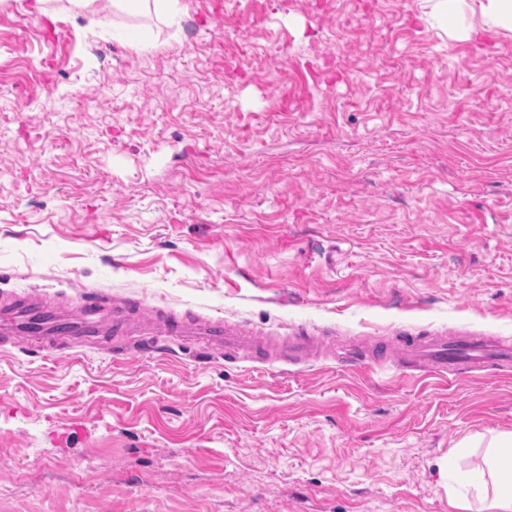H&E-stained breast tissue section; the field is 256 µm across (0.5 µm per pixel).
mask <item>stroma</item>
I'll list each match as a JSON object with an SVG mask.
<instances>
[{
	"label": "stroma",
	"mask_w": 512,
	"mask_h": 512,
	"mask_svg": "<svg viewBox=\"0 0 512 512\" xmlns=\"http://www.w3.org/2000/svg\"><path fill=\"white\" fill-rule=\"evenodd\" d=\"M429 0L0 6V301L512 341V35ZM0 341V512H462L512 374Z\"/></svg>",
	"instance_id": "stroma-1"
}]
</instances>
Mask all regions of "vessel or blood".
<instances>
[{"label":"vessel or blood","mask_w":512,"mask_h":512,"mask_svg":"<svg viewBox=\"0 0 512 512\" xmlns=\"http://www.w3.org/2000/svg\"><path fill=\"white\" fill-rule=\"evenodd\" d=\"M135 326L142 337L129 344L132 352L159 351L163 337L177 336L194 342L206 357L241 354L262 363L295 364L305 361L321 345L320 339L303 333L279 341L262 339L220 319L197 321L171 315L158 324L141 318L134 301L109 295L84 296L77 315L39 296L0 303V336L10 339L23 336L51 344L69 336L84 341L106 332L122 337ZM392 362L404 370L432 373L444 379L466 372L475 375L491 366L505 371L512 368V343L481 336H408Z\"/></svg>","instance_id":"b4317fda"}]
</instances>
